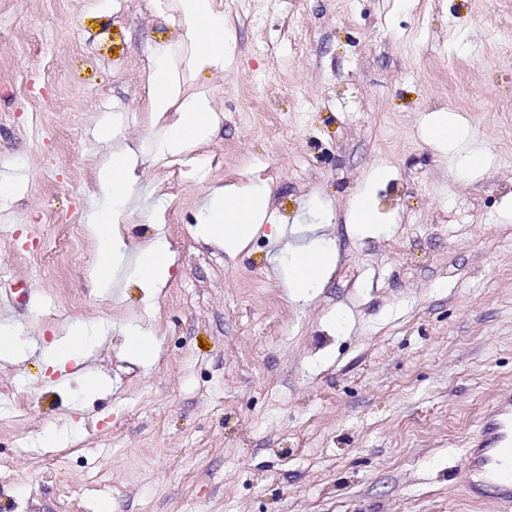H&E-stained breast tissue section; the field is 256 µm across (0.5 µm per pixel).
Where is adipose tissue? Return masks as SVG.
<instances>
[{
    "label": "adipose tissue",
    "instance_id": "adipose-tissue-1",
    "mask_svg": "<svg viewBox=\"0 0 512 512\" xmlns=\"http://www.w3.org/2000/svg\"><path fill=\"white\" fill-rule=\"evenodd\" d=\"M180 13L197 40L188 58L191 72L223 65L228 45L221 38L224 16L213 9L212 0H177ZM151 110L163 118L172 106H179L177 119L165 129L160 151L178 154L194 143L209 138L216 129L215 115L205 95L198 94L179 101V83L166 62H158L149 75ZM139 153L126 147L113 153L98 172V191L103 200L95 213L92 227L96 235L93 276L99 287H108L113 267L124 258L129 247L117 226L133 198L137 182ZM268 209V192L264 183L254 182L240 188H218L203 205L202 223L209 239L222 244L225 251L236 252L257 231ZM335 250L311 246L293 251L291 286L298 296H308L321 287L335 269ZM168 244L153 240L140 249L134 269L141 288L153 294L163 288L169 277Z\"/></svg>",
    "mask_w": 512,
    "mask_h": 512
}]
</instances>
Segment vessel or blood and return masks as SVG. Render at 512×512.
<instances>
[{"instance_id":"1","label":"vessel or blood","mask_w":512,"mask_h":512,"mask_svg":"<svg viewBox=\"0 0 512 512\" xmlns=\"http://www.w3.org/2000/svg\"><path fill=\"white\" fill-rule=\"evenodd\" d=\"M457 474L470 492L492 498L503 512H512V393L485 413Z\"/></svg>"}]
</instances>
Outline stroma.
I'll return each instance as SVG.
<instances>
[{"instance_id": "stroma-1", "label": "stroma", "mask_w": 512, "mask_h": 512, "mask_svg": "<svg viewBox=\"0 0 512 512\" xmlns=\"http://www.w3.org/2000/svg\"><path fill=\"white\" fill-rule=\"evenodd\" d=\"M177 0H0V512H500L455 477L483 411L512 391V11L501 0H213L233 53L188 74ZM310 39L295 46L286 19ZM218 127L160 158L148 74L159 48ZM440 114L461 136L426 133ZM141 153L121 230L164 235L145 296L133 258L92 278L107 157ZM477 151L485 166L470 171ZM387 176L373 183L377 168ZM265 181L238 253L200 232L218 186ZM369 192L378 224L350 227ZM320 226L334 272L296 299L272 226ZM52 258V277L36 259ZM345 313L339 328L336 313ZM101 339L64 371L42 350L70 324ZM155 336L151 366L124 348ZM107 381L98 395L90 376Z\"/></svg>"}]
</instances>
